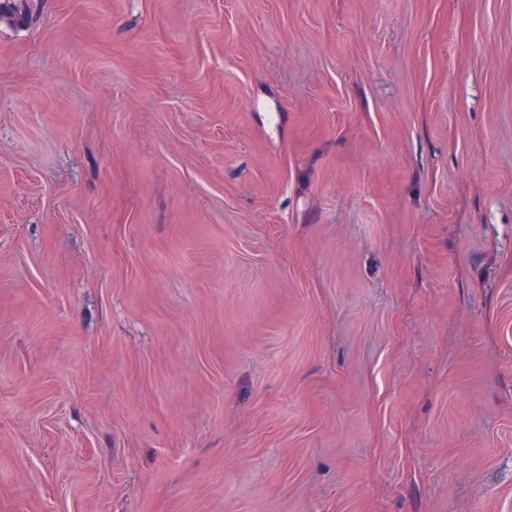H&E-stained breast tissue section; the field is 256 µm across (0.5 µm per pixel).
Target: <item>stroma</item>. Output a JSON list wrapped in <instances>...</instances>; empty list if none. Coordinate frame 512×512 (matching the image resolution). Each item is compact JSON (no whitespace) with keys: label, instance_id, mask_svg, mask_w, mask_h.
I'll return each instance as SVG.
<instances>
[{"label":"stroma","instance_id":"stroma-1","mask_svg":"<svg viewBox=\"0 0 512 512\" xmlns=\"http://www.w3.org/2000/svg\"><path fill=\"white\" fill-rule=\"evenodd\" d=\"M0 18V512H512V0Z\"/></svg>","mask_w":512,"mask_h":512}]
</instances>
